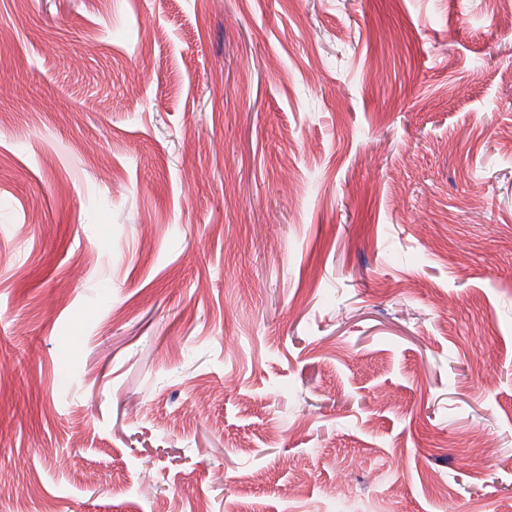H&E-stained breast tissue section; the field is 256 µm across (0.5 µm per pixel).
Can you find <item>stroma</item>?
Here are the masks:
<instances>
[{
	"mask_svg": "<svg viewBox=\"0 0 512 512\" xmlns=\"http://www.w3.org/2000/svg\"><path fill=\"white\" fill-rule=\"evenodd\" d=\"M510 73L497 0H0V512H512Z\"/></svg>",
	"mask_w": 512,
	"mask_h": 512,
	"instance_id": "obj_1",
	"label": "stroma"
}]
</instances>
